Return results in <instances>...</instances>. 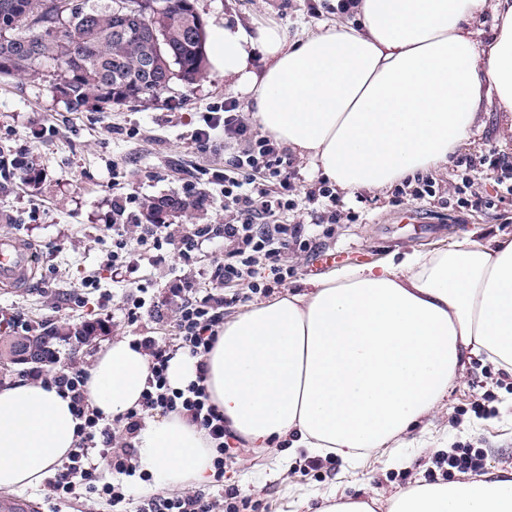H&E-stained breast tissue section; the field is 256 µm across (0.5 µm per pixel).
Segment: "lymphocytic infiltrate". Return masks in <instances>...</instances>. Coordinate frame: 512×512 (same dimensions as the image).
<instances>
[{"label":"lymphocytic infiltrate","mask_w":512,"mask_h":512,"mask_svg":"<svg viewBox=\"0 0 512 512\" xmlns=\"http://www.w3.org/2000/svg\"><path fill=\"white\" fill-rule=\"evenodd\" d=\"M223 131L225 146L238 151L224 170L214 172L213 182L224 197V209L232 218L223 229L196 224L185 230L177 224L141 225L136 239H129L128 225L113 224L109 262L113 273L139 268L152 260L163 246H172L184 269L172 289L178 298L177 348L160 343L155 337L138 338L137 344L150 358V373L143 390L140 409L123 416L127 434H134L146 414L158 411L187 419L203 430L214 447L213 478L224 480V414L215 406L205 386L193 383L185 390L171 389L167 371L175 353L197 358L208 353L224 329V307L229 283L245 286L252 294H263L269 284H287L293 271L285 262L293 247H309L311 239L304 224H287L281 214L297 209L295 173L284 147L273 135L253 132L240 115L234 98L224 101L222 112H210L192 135L199 148H206L215 131ZM223 237L224 251L215 255L208 271V289H197L191 276L195 259L204 244ZM30 380L67 394L79 424L78 443L61 468L47 482L53 499L63 502L95 498L119 504L123 497L112 483L103 480L100 462L117 473L132 477L138 471L134 450L123 445L114 450L111 422L90 409L85 395L86 370L75 365L52 375L31 369ZM216 502L197 494L168 496L155 493L144 497L137 512H215Z\"/></svg>","instance_id":"obj_1"}]
</instances>
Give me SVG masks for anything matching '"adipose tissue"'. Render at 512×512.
I'll return each mask as SVG.
<instances>
[{
	"label": "adipose tissue",
	"instance_id": "obj_1",
	"mask_svg": "<svg viewBox=\"0 0 512 512\" xmlns=\"http://www.w3.org/2000/svg\"><path fill=\"white\" fill-rule=\"evenodd\" d=\"M488 12L482 40L475 26ZM208 44L260 126L342 190H380L446 162L485 101L512 133V0H354L346 20L294 42L272 22L228 21ZM479 353L512 372V237L331 270L227 323L203 359L176 354L168 379L184 389L204 377L247 447L287 439L352 460L415 428ZM150 363L130 339H112L88 369L90 406L113 419L138 408ZM76 444L69 399L0 382L1 490L39 486ZM131 445L161 488L204 483L212 470L208 437L174 415L144 419ZM389 503L512 512V473L419 482Z\"/></svg>",
	"mask_w": 512,
	"mask_h": 512
}]
</instances>
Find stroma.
I'll use <instances>...</instances> for the list:
<instances>
[{
  "label": "stroma",
  "mask_w": 512,
  "mask_h": 512,
  "mask_svg": "<svg viewBox=\"0 0 512 512\" xmlns=\"http://www.w3.org/2000/svg\"><path fill=\"white\" fill-rule=\"evenodd\" d=\"M195 7L206 27L234 18L272 20L292 41L339 18L333 0H195ZM234 94L223 74L210 67L194 84L172 82L153 100L132 106L92 101L75 108L50 77H0V155L34 165L0 189V236L19 234L32 241L37 262L28 288L0 290V314L20 313L32 325L60 329L106 321L90 343L70 339L59 346L62 362L84 367L117 336L174 340L176 306L168 290L181 274L178 260L170 255L163 263L143 264L127 287L113 286L107 261L112 200L134 197L128 210L136 224L143 221L141 201L171 194L202 202L179 215V224L229 221L224 198L207 174L223 169L232 151L222 135L203 149L191 135L206 112ZM492 153L512 157V136L503 132L493 105L482 112L471 139L429 171L435 197L397 203L388 189L337 192V223L316 237L312 249L289 251L294 274L287 286L225 306V321L264 298L305 286L331 267L376 264L395 252L433 251L463 240L485 246L511 236L512 196H497L496 171L484 166L470 172L465 166L466 159ZM466 174L473 196L461 208L455 188ZM91 278L98 280V289L86 287ZM140 286L146 305L131 325L121 308ZM102 289L112 296L106 307L98 303ZM227 445L223 486L206 482L197 491L211 500H233L236 512H315L331 494L372 498L376 512H388L389 497L415 482L463 480V473L438 464L452 449L480 451L487 473L512 468V375L485 356L469 357L442 407L392 442L382 457L350 462L294 452L283 443L245 448L231 438Z\"/></svg>",
  "instance_id": "1"
}]
</instances>
